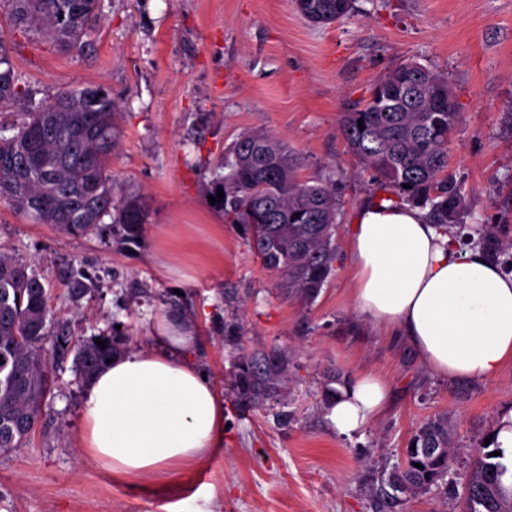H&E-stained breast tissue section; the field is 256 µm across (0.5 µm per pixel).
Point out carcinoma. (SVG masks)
Listing matches in <instances>:
<instances>
[{
	"mask_svg": "<svg viewBox=\"0 0 512 512\" xmlns=\"http://www.w3.org/2000/svg\"><path fill=\"white\" fill-rule=\"evenodd\" d=\"M15 26L39 31L63 48H82V38L102 18V0H9ZM297 12L314 25L333 24L353 11V0H295ZM0 35V103L22 92ZM118 106L102 85L64 89L33 112L18 132L0 138V203L34 224H55L87 233L108 216L124 240L137 241L149 209L135 191L118 193L110 165L123 131ZM461 113L448 79L403 61L378 80L363 105L343 115L341 128L353 154L397 198L429 207L431 221L459 224L466 204L448 177L451 134ZM364 128H359V125ZM224 175L212 193L224 222L243 227L261 266L280 286L314 301L334 274L338 259L336 188L300 176L302 159L287 142L261 131L241 132L224 151ZM409 188H403V185ZM489 256L512 249L493 225L484 226ZM235 323L224 324V345L236 351L232 391L240 402L260 405L289 381L290 355L282 349L248 353ZM51 311L43 283L26 266L0 252V448H22L34 434L50 389L46 345L52 340ZM90 339L76 345L85 380L118 351ZM453 426L443 413L422 423L408 441L403 466L388 477L402 493L429 488L450 475ZM419 463L422 468L414 467ZM490 453L481 454L466 482L465 512H512V488Z\"/></svg>",
	"mask_w": 512,
	"mask_h": 512,
	"instance_id": "obj_1",
	"label": "carcinoma"
}]
</instances>
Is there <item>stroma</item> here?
<instances>
[{
  "mask_svg": "<svg viewBox=\"0 0 512 512\" xmlns=\"http://www.w3.org/2000/svg\"><path fill=\"white\" fill-rule=\"evenodd\" d=\"M102 13L84 51L64 52L14 28L0 0V33L24 91L0 105V132L12 136L60 90L102 85L124 131L112 179L150 207L130 244L108 220L73 235L0 204V249L48 288L52 329L70 344L48 354L52 386L35 433L0 450V512H464V479L512 410V365L487 382L447 383L403 338L360 315L348 228L384 188L362 169L340 120L402 61L446 76L462 114L448 173L472 212L455 227L459 246L488 224L512 240V0H355L351 16L327 26L309 23L293 0H103ZM248 129L284 139L304 161L303 178L336 188L340 258L313 302L280 288L208 200L225 147ZM176 305L200 337L195 361L224 397V451L191 474L189 490H136L84 462L86 384L73 346L119 330L148 348L152 326ZM228 320L247 351L292 353L286 394L260 406L236 401ZM365 370L388 379V407L353 436L338 435L322 390L333 374ZM439 413L454 425L453 486L393 496L389 474Z\"/></svg>",
  "mask_w": 512,
  "mask_h": 512,
  "instance_id": "1",
  "label": "stroma"
}]
</instances>
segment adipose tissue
<instances>
[{
  "label": "adipose tissue",
  "instance_id": "1",
  "mask_svg": "<svg viewBox=\"0 0 512 512\" xmlns=\"http://www.w3.org/2000/svg\"><path fill=\"white\" fill-rule=\"evenodd\" d=\"M350 291L376 329L401 336L441 379L487 380L512 364V274L459 251L425 211L376 196L352 217ZM196 330L166 318L153 344L115 353L87 383L81 448L119 481L178 483L224 450V398L194 362ZM387 383L363 372L330 405L348 435L380 416Z\"/></svg>",
  "mask_w": 512,
  "mask_h": 512
}]
</instances>
